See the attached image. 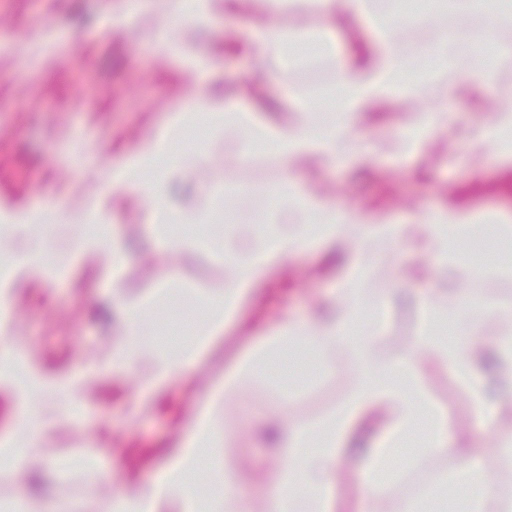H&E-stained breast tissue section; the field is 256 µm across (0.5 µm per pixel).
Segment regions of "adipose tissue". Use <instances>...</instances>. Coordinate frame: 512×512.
Listing matches in <instances>:
<instances>
[{
  "label": "adipose tissue",
  "mask_w": 512,
  "mask_h": 512,
  "mask_svg": "<svg viewBox=\"0 0 512 512\" xmlns=\"http://www.w3.org/2000/svg\"><path fill=\"white\" fill-rule=\"evenodd\" d=\"M285 2L266 0L267 19L258 24L249 42L248 49L259 68L286 61L288 35L274 23ZM317 3L330 19L338 17L340 4H348L354 17L376 34L363 57L338 64L339 101L328 124L315 123V106L302 94L291 97L295 119L272 124L224 95L209 91L195 96L183 111L145 135L125 166L113 174V193L136 191L150 200L148 229L159 251H178L191 257L208 251L209 245L199 229L208 204L221 194L218 188L202 186L196 189L194 202L182 207L169 204L174 180L202 160L201 153L190 154L174 146L185 122L205 128L208 136L215 138L223 136L226 118L243 117L247 132L239 142V155L245 161L260 144L271 146L283 165L292 169L313 159L330 161L339 155L358 161L364 156L358 131L373 104L395 98L448 100L494 78L495 58L512 56V34L505 32L504 18L498 13L491 21V52L472 54L461 42L449 38L444 29L427 45L399 39L398 28L427 21L425 13L400 10V0ZM427 57L440 59L447 72L445 80L420 75L419 63ZM453 119L447 111L416 115L397 134V150L406 154L418 152L429 137L447 129ZM285 208L298 221L294 228L269 232L259 226L241 236L232 225H225L218 243L224 259V290L220 295L200 299L199 306L206 310L208 319L191 345L174 352L158 348L150 338L151 310L147 299L120 300L124 330L122 340L112 351V370L120 373L141 369L144 388L157 393L208 353L274 266L286 264L302 251L336 245L345 240L349 225L361 226L362 248L349 256L329 311L308 320L286 318L252 345L213 383L177 448L150 479L101 500L99 512H158L160 505L168 502L176 503L179 512H252L250 498L238 491L235 470L217 458L222 441L217 409L243 375L263 373L266 358L291 345L308 349L322 374L333 371L332 353L336 347H343L353 366L354 379L344 404L325 420L308 427L274 424L275 442L284 464L265 493V512H296L302 498L312 502L314 512H334L332 473L348 446L354 424L374 410L383 413L385 428L366 450L357 473L361 489L359 512H378L388 478L399 477L404 462L445 454L448 411L429 405L414 382L423 363L435 361L452 369L469 395L477 425L495 421L500 400L490 393L489 379L494 376L503 385L512 386V336L495 339L496 367L494 372H487L485 348L475 335L484 318L481 304L463 290L449 297L426 299L421 307L423 317L433 322L441 311H448L452 319L449 335L423 331L410 350L387 358L379 353L376 344L384 334L388 302L371 298L365 288L372 267L365 245L371 239L388 236L398 242L419 241L436 263L445 267L453 263L459 239L471 233L476 220L472 210L451 204L428 216L413 214L405 223L395 224L374 215L358 216L356 211L321 196L299 178L288 182ZM15 221L25 228L30 243L19 250L0 251L1 318L11 306L17 288L63 271L50 259L46 225L30 223L24 215L16 216ZM102 254L109 257L107 269L113 287H121L127 252L120 228L87 230L75 242L69 260L74 263ZM46 419V414L29 413L21 421L26 430L24 441L0 442V459L20 475L30 474L35 467V450L41 445L39 431ZM203 464L209 468L210 481L204 492L194 482V475ZM451 481L465 494L457 512H512V500L486 481L477 462L461 466Z\"/></svg>",
  "instance_id": "adipose-tissue-1"
}]
</instances>
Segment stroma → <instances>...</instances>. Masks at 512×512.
<instances>
[{
  "instance_id": "1",
  "label": "stroma",
  "mask_w": 512,
  "mask_h": 512,
  "mask_svg": "<svg viewBox=\"0 0 512 512\" xmlns=\"http://www.w3.org/2000/svg\"><path fill=\"white\" fill-rule=\"evenodd\" d=\"M121 0H0V214L37 209L41 219L56 225L54 247L66 254L79 233L80 219L99 218L120 225L126 238L128 266L122 293L128 298L172 288L174 300L158 305L152 316L155 333L176 328L188 340L192 320L180 315L200 295H213L224 284L218 260L189 262L175 253L152 250L144 232L148 204L135 197H113L112 172L120 168L138 140L168 121L201 89L220 88L247 109L260 108L267 119L286 121L288 89L311 97L326 109L322 93L336 82V65L352 61L371 44L373 34L352 20L334 25L335 56L320 54L313 39L327 23L313 0H292L276 23L295 39L298 64L275 70L273 79L255 85L254 97L241 96L242 82L254 76V62L245 45L251 21L261 19V0H244L234 28L224 25V0H212L207 20L187 21L180 55L137 40L133 29L151 32L177 20L182 0H146L143 10L120 24L112 14ZM490 18L475 14L461 19L445 9L432 11L428 25L402 29L408 41L428 42L434 29H447L474 50L485 47ZM434 101H388L364 121L367 152L362 163H336L307 170L336 202L363 212H375L395 222L410 214L465 203L482 225L500 213H512V162L487 158L474 172L469 136L498 111L512 108V59L501 62L491 85L462 93L447 102L455 116L418 155L399 158L387 150L406 113L433 111ZM232 134L202 144L196 136L182 148H201L200 167L174 185L170 200L185 204L194 186L207 182L220 187L224 208L211 216L215 224H258L272 220L278 203L272 194L288 177L286 168L268 151L251 162L236 154ZM374 250L381 259L369 281L371 291L392 289L391 312L383 350L397 355L410 348L421 330L420 291L399 281L400 265L427 281L432 293L445 288H469L485 304L512 303V273L502 262L512 245L501 244L479 255L478 274L463 272L446 278L430 256L415 247L398 251L383 239ZM341 269L329 263L324 250L295 256L274 272L256 301L245 307L243 322L218 342L209 355L162 392L141 400L134 376L111 369L89 370L92 357L108 353L122 333L113 308L112 288L100 262L75 264L62 278L20 288L0 334V347L29 355L51 382L78 375L82 421L59 411L48 434V453L79 455L86 445L98 449L102 468L74 466L65 474L41 467L40 481L23 484L12 470L0 466V512H19L47 497L66 501L70 512H98L101 499L145 482L174 447L195 405L206 399L210 385L235 363L258 333L272 329L284 316L303 317L330 301ZM420 383L436 404L447 407L450 419L448 451L426 458L437 477L459 468L467 441L481 440L486 448L483 469L498 487L512 484V455L502 444L512 439V423L495 420L476 428L464 389L447 365L421 371ZM352 374L344 354H337L334 372L314 379L308 370L274 367L270 376L243 377L218 408L227 437L221 460L239 475V491L263 512L262 492L275 478L280 460L253 421L269 416L299 426L318 423L336 411L348 395ZM53 390L20 400L0 386V439L18 432L23 407L58 404Z\"/></svg>"
}]
</instances>
